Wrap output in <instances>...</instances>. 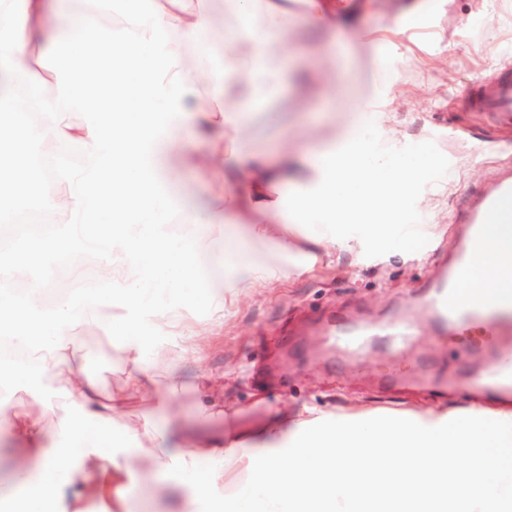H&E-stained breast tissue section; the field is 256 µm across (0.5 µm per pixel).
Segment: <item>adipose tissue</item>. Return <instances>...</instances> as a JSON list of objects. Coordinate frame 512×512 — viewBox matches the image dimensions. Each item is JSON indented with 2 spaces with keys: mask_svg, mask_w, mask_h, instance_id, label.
Wrapping results in <instances>:
<instances>
[{
  "mask_svg": "<svg viewBox=\"0 0 512 512\" xmlns=\"http://www.w3.org/2000/svg\"><path fill=\"white\" fill-rule=\"evenodd\" d=\"M235 18L224 32L222 69L186 66L185 49L208 55L214 42L199 0H154L149 17L130 12L122 36L112 37L95 15L71 16L66 0H0V75L32 67L53 78L55 93L46 112L90 113L84 125L57 123L45 133L61 143L83 146L85 161L53 178L37 210L66 200L67 223L30 239L8 262L10 271L29 270L44 256L68 262L93 252L106 255V270L93 291L76 289L44 310L45 282L30 278L25 300L0 292V325L19 342L52 338L55 358L77 361L81 337L74 331L91 321L89 303L121 301L123 315L110 319L130 357L141 349L140 326L156 300L204 273L202 257L224 253V285L211 292L216 310L227 297L302 276L325 256L353 254V240L377 244L392 235L412 242L420 227L406 221L417 201L415 189L432 158L397 164L407 151L395 128L397 95L382 83L354 96L342 77L332 44H301L296 14L288 0H224ZM402 15L386 19L384 39L370 41L379 64L392 67L409 50ZM181 35L160 43L158 31ZM317 60L321 87L330 100L352 99V111L329 136L310 147L286 141L275 154L247 153L240 145L253 112L272 89L300 85ZM187 125L220 128L213 156L223 165L226 191L217 208V232L194 247L166 237L164 226L180 197L175 166L192 156L179 136ZM36 130L0 107V214L24 190L28 169L22 158ZM491 246L479 265L484 284L512 288V237L489 227ZM304 262L284 266L250 255L252 245ZM75 408L52 427L28 410L0 408L20 443L26 467L13 480L14 505L31 512L46 505L58 479L87 481L119 468L133 431H112L118 401L80 374L57 372ZM256 451L236 456L198 439L190 453H169L164 437L150 435L161 468L208 474L190 486L192 502L208 512H360L359 490L374 486L373 512H512V410L469 407L453 412H402L390 418L363 414L280 417L259 430ZM236 458L251 483L235 500L216 494L228 458Z\"/></svg>",
  "mask_w": 512,
  "mask_h": 512,
  "instance_id": "ef3b65f1",
  "label": "adipose tissue"
}]
</instances>
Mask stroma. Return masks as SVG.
Here are the masks:
<instances>
[{
  "mask_svg": "<svg viewBox=\"0 0 512 512\" xmlns=\"http://www.w3.org/2000/svg\"><path fill=\"white\" fill-rule=\"evenodd\" d=\"M497 7L501 23L492 34L482 24L484 0H448L444 13L418 29L419 48L391 71L376 65L365 41L350 35L336 38L346 49L354 93L394 79L396 93L407 99L400 129L409 140V157L427 152L436 157V166L417 188L421 203L432 200L436 219H428L421 203L406 213L407 223L424 225L421 241L408 247L395 239L358 262L346 256L326 260L303 276L239 296L223 329L205 338L198 356L183 336L159 330L134 364L101 323L84 325L80 373L121 401L119 425L149 429L176 448L185 434L214 437L233 431L247 439L281 414L294 415L306 407L320 415L368 412L388 417L412 409L464 413L469 400L431 394L417 380L432 373L462 376L485 364L472 355L470 342L438 335L424 306L456 249L458 227L449 223L450 214L492 179L499 166L512 164V124L497 122L461 97L466 88L477 90L512 73V0H497ZM442 46L448 49L446 64L424 66V59ZM306 90L305 104L290 91L274 94L258 110L243 147L270 151L284 136L304 139L306 131H319L321 113L332 111L341 119L350 109L346 100L327 104L314 85ZM303 107L311 114L306 131L295 123ZM221 187L211 170L187 167L182 172L183 203L208 208ZM207 264L209 280L159 299V318L211 323L213 306L206 291L222 287L224 264L212 258ZM404 312L419 324L417 338L406 345L375 333L358 352L327 349L333 333ZM139 367L150 373L155 387L177 381L179 393L164 406H154L149 395L131 384ZM156 467L150 454L134 457L122 478L126 495L139 512H185L188 476L177 473L149 482L145 475ZM52 512H121V505L113 496L61 485L54 491Z\"/></svg>",
  "mask_w": 512,
  "mask_h": 512,
  "instance_id": "1",
  "label": "stroma"
}]
</instances>
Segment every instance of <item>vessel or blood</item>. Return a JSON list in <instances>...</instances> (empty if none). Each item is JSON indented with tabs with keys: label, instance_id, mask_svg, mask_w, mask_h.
I'll use <instances>...</instances> for the list:
<instances>
[{
	"label": "vessel or blood",
	"instance_id": "b4317fda",
	"mask_svg": "<svg viewBox=\"0 0 512 512\" xmlns=\"http://www.w3.org/2000/svg\"><path fill=\"white\" fill-rule=\"evenodd\" d=\"M474 103L480 111L511 123L512 74L501 75L475 96ZM509 200H512V167L485 185L458 212L456 221L465 227L460 248L454 261L437 279L427 311L440 332L470 336L476 350L487 359L486 373L466 381L465 389L512 398V291L465 289L466 283L480 275L477 261L486 247L485 224L512 222V211L505 207Z\"/></svg>",
	"mask_w": 512,
	"mask_h": 512
}]
</instances>
